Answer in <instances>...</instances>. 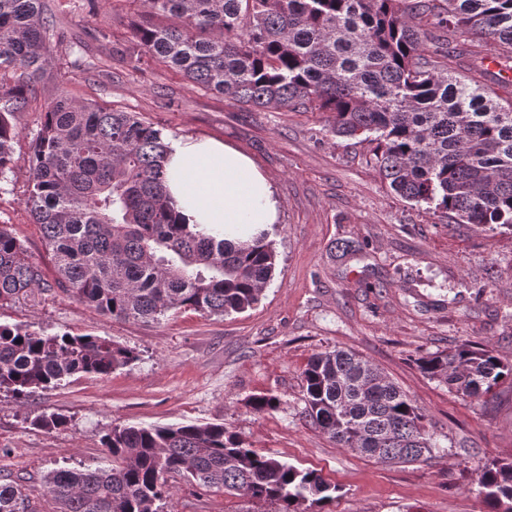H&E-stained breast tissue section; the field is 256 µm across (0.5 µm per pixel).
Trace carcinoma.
Instances as JSON below:
<instances>
[{
  "instance_id": "cac0c4a2",
  "label": "carcinoma",
  "mask_w": 512,
  "mask_h": 512,
  "mask_svg": "<svg viewBox=\"0 0 512 512\" xmlns=\"http://www.w3.org/2000/svg\"><path fill=\"white\" fill-rule=\"evenodd\" d=\"M121 50L134 69L171 64L200 88L260 109H315L334 137L370 148L402 199L455 224L512 228V101L448 75L485 71L468 34L496 40V65L512 71V0H144ZM55 60L112 81L105 63L67 37L49 0H0V181L12 171L18 114ZM169 142L137 112L62 91L42 111L33 141L27 206L52 254L55 283L96 311L158 322L192 310L223 317L258 303L275 268L262 231L236 242L178 221L166 186ZM49 287L40 265L0 225V307ZM134 351L92 335L45 334L0 324V391L23 404L75 375L105 378ZM426 376L467 398L512 382V366L469 342L423 357ZM305 413L338 447L381 463L426 462L436 443L408 396L379 368L341 349L313 354L303 371ZM276 410L274 396L249 399ZM61 414L31 425L65 426ZM107 468L45 476L62 512H160L167 477L181 474L274 512L332 499L319 473L245 446L222 423L113 426L101 437ZM489 512H512V461L474 470ZM18 483H0V512H25Z\"/></svg>"
}]
</instances>
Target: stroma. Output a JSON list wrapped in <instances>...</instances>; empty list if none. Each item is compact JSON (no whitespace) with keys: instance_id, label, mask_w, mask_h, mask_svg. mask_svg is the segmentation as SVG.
<instances>
[{"instance_id":"35a3bbf8","label":"stroma","mask_w":512,"mask_h":512,"mask_svg":"<svg viewBox=\"0 0 512 512\" xmlns=\"http://www.w3.org/2000/svg\"><path fill=\"white\" fill-rule=\"evenodd\" d=\"M57 19L110 66L102 84L52 65L20 117L14 165L0 183V224L9 225L47 280L54 264L27 208L29 155L41 112L57 90L137 112L168 139L213 137L249 156L271 183L276 267L252 309L223 318L182 311L133 323L99 314L60 288L0 308V323L49 334H90L134 349L135 363L109 378L74 376L26 404L0 393V480L17 481L28 512H59L45 476L95 469L109 457L100 439L115 425L224 423L258 452L336 485L322 512H486L472 473L512 460V383L488 404L458 396L418 361L463 342L490 346L512 364V230L455 224L394 194L367 146L330 136L320 112L255 109L200 89L162 62L133 69L120 49L142 0H102L98 13L51 0ZM354 251L337 256L333 246ZM350 349L377 366L424 415L439 450L424 463L378 464L336 445L304 413L303 371L312 354ZM276 395L258 413L248 399ZM59 413L68 425L32 427ZM163 512H271L169 477Z\"/></svg>"}]
</instances>
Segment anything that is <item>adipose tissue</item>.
<instances>
[{
	"label": "adipose tissue",
	"instance_id": "obj_1",
	"mask_svg": "<svg viewBox=\"0 0 512 512\" xmlns=\"http://www.w3.org/2000/svg\"><path fill=\"white\" fill-rule=\"evenodd\" d=\"M168 193L182 222L244 239L273 224L277 201L267 178L240 151L209 137L170 143Z\"/></svg>",
	"mask_w": 512,
	"mask_h": 512
}]
</instances>
